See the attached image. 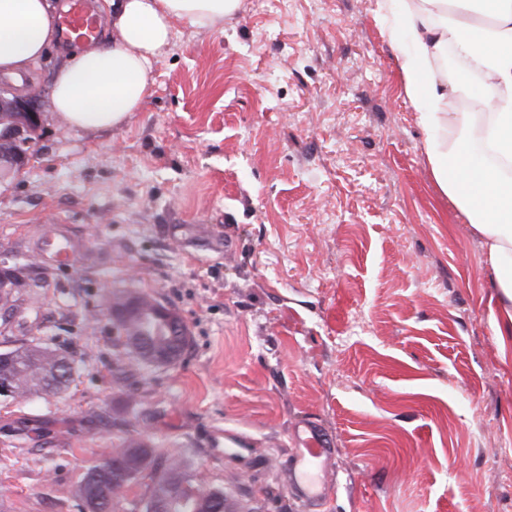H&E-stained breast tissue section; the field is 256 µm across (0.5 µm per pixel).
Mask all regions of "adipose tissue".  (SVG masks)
<instances>
[{
	"instance_id": "ef3b65f1",
	"label": "adipose tissue",
	"mask_w": 512,
	"mask_h": 512,
	"mask_svg": "<svg viewBox=\"0 0 512 512\" xmlns=\"http://www.w3.org/2000/svg\"><path fill=\"white\" fill-rule=\"evenodd\" d=\"M240 0H112V43L69 51L57 67L51 109L66 125L112 129L138 111L155 61L176 23L222 26ZM401 6L409 45L397 55L405 93L425 130L432 175L466 218L487 256L492 324L512 334V0H379L381 14ZM60 0H0V74L15 78L41 64L56 43ZM457 50L467 64L456 80L435 63ZM482 77L491 112H451L448 96L470 75Z\"/></svg>"
}]
</instances>
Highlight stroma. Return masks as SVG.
I'll return each mask as SVG.
<instances>
[{"instance_id":"1","label":"stroma","mask_w":512,"mask_h":512,"mask_svg":"<svg viewBox=\"0 0 512 512\" xmlns=\"http://www.w3.org/2000/svg\"><path fill=\"white\" fill-rule=\"evenodd\" d=\"M386 25L377 0H241L223 27L176 25L122 126L43 107L36 154L0 177V261L34 282L0 351L44 343L72 375L0 400V512H77L72 489L128 439L181 450L244 512H304L283 469L306 421L335 448L318 512H512V335ZM67 52L12 88L50 97ZM63 217L87 253L48 272L30 241ZM119 291L182 318L174 364L118 342Z\"/></svg>"}]
</instances>
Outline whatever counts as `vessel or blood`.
Masks as SVG:
<instances>
[{
    "label": "vessel or blood",
    "mask_w": 512,
    "mask_h": 512,
    "mask_svg": "<svg viewBox=\"0 0 512 512\" xmlns=\"http://www.w3.org/2000/svg\"><path fill=\"white\" fill-rule=\"evenodd\" d=\"M59 31L63 44H92L100 38L101 21L88 0H70L59 20ZM84 247L68 225L60 224L36 237L33 253L41 267L55 271L74 268ZM293 439L296 448L288 458L290 489L306 512H316L329 484L333 442L325 430L310 422L296 427Z\"/></svg>",
    "instance_id": "1"
}]
</instances>
